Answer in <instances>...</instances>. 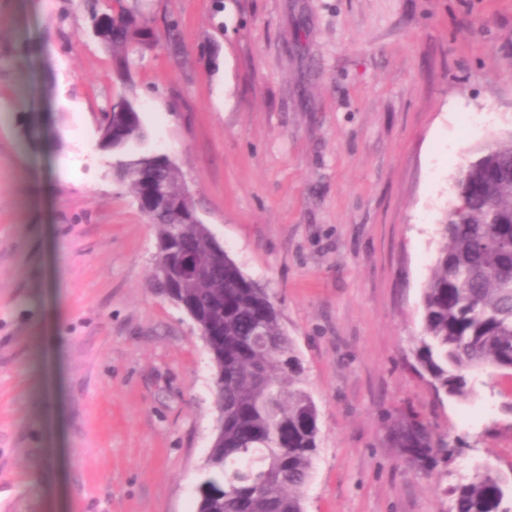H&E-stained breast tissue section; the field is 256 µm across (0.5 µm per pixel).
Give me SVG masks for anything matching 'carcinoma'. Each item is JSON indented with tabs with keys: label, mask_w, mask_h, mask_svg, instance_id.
Wrapping results in <instances>:
<instances>
[{
	"label": "carcinoma",
	"mask_w": 512,
	"mask_h": 512,
	"mask_svg": "<svg viewBox=\"0 0 512 512\" xmlns=\"http://www.w3.org/2000/svg\"><path fill=\"white\" fill-rule=\"evenodd\" d=\"M146 8L144 0H112V23L99 33L106 48L121 54L117 80L123 85L149 34ZM102 115L112 131L102 145L115 155L112 175L138 201L144 189L135 170L153 161L151 153L130 151L146 136L140 108L120 92ZM23 135L32 143L41 140L38 113L27 114ZM454 191L423 291V336L413 369L436 394L464 398L485 369L512 378V135L470 161ZM144 214L157 228L153 287L162 296L173 288L194 307L216 368L215 405L224 416V434L207 457L196 512H304L302 492L317 453V409L302 387V361L280 325L272 294L224 260L194 204ZM183 253L198 257L200 273L182 274ZM397 441L416 455L431 449L427 427L415 419L400 425ZM450 495V512H512L504 480L488 467Z\"/></svg>",
	"instance_id": "obj_1"
}]
</instances>
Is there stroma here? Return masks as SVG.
<instances>
[{"label":"stroma","instance_id":"1","mask_svg":"<svg viewBox=\"0 0 512 512\" xmlns=\"http://www.w3.org/2000/svg\"><path fill=\"white\" fill-rule=\"evenodd\" d=\"M122 62L81 0H0V512H195L215 366L153 288L156 230L98 149L134 94L145 150L269 284L318 410L304 512H449L512 478V378L437 398L412 369L439 224L468 159L512 132V0H149ZM39 113L48 136L20 133ZM91 160L71 166L79 142ZM57 390L54 400L45 394ZM455 456L407 454L409 412ZM58 416L60 486H49ZM450 512H511L504 480L490 468L477 469L469 482L450 490Z\"/></svg>","mask_w":512,"mask_h":512}]
</instances>
